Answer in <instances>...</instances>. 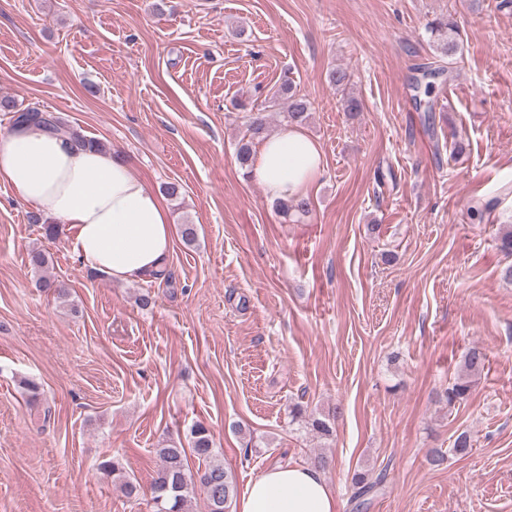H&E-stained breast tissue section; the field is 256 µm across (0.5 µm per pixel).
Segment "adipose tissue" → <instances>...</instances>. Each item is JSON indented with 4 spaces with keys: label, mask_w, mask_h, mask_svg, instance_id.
Returning a JSON list of instances; mask_svg holds the SVG:
<instances>
[{
    "label": "adipose tissue",
    "mask_w": 512,
    "mask_h": 512,
    "mask_svg": "<svg viewBox=\"0 0 512 512\" xmlns=\"http://www.w3.org/2000/svg\"><path fill=\"white\" fill-rule=\"evenodd\" d=\"M318 143L295 126L263 141L250 174L273 199L305 196L321 175ZM0 181L46 218L74 230L83 265L121 283L159 278L173 228L162 197L118 154L82 147L36 123L0 135ZM237 512H338L322 474L275 465L249 481Z\"/></svg>",
    "instance_id": "obj_1"
}]
</instances>
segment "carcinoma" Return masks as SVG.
<instances>
[{
  "label": "carcinoma",
  "mask_w": 512,
  "mask_h": 512,
  "mask_svg": "<svg viewBox=\"0 0 512 512\" xmlns=\"http://www.w3.org/2000/svg\"><path fill=\"white\" fill-rule=\"evenodd\" d=\"M433 45L441 54L451 57L459 50L458 31L455 24L447 18H437L427 24ZM284 112V118L290 125L304 126L310 117V103L299 96L291 80L283 81L271 98L264 105L256 109L249 118L246 134L239 140L236 149V158L239 166L248 169L253 156V143L261 140L267 132L266 112L272 108ZM0 112L13 113V122H37L44 125L54 133L65 136L74 142L87 143L100 147L94 140L85 136L62 117L42 112L37 108L20 110L14 100L8 97L0 98ZM278 206L287 217L291 213L306 214L309 212V201L305 198L293 199L289 202L278 201ZM29 265L32 270L42 273L38 285L44 290L57 289L58 298L67 297V293L57 287L50 278L44 276L51 262L50 253L35 249L28 254ZM486 354L482 349L474 347L464 357L461 374L448 384L443 397L452 407L468 399L474 378L484 368ZM291 422L302 423L305 427L321 437H329L333 433L336 413L320 414L318 416H305L304 409L295 405L290 410ZM191 449L198 459V467L191 470L187 464L186 450L182 444L171 442L157 449L158 470L157 476L150 485V498L154 504L155 512H189L191 499L195 490L203 491L207 501V512H230L232 503L237 495V486L234 477L224 467V461L216 455L213 445V436L210 430L201 423H195L190 431ZM382 481V477L372 480L369 473L358 471L353 474L351 484L354 489L352 499L357 507L365 505V496L374 490Z\"/></svg>",
  "instance_id": "cac0c4a2"
}]
</instances>
